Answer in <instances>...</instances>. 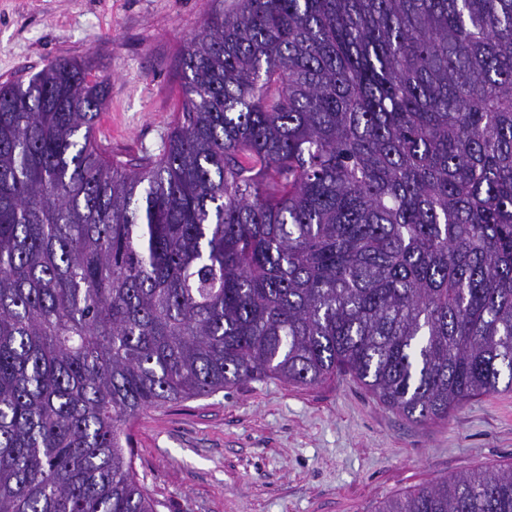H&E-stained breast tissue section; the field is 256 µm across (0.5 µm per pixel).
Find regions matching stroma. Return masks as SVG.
Instances as JSON below:
<instances>
[{"mask_svg":"<svg viewBox=\"0 0 512 512\" xmlns=\"http://www.w3.org/2000/svg\"><path fill=\"white\" fill-rule=\"evenodd\" d=\"M206 0H0V83L75 59L109 81L100 143L129 165L156 158L181 101V51ZM133 466L159 512H376L468 469L512 468V393L419 423L339 375L262 379L150 410Z\"/></svg>","mask_w":512,"mask_h":512,"instance_id":"1","label":"stroma"}]
</instances>
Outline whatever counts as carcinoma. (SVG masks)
Here are the masks:
<instances>
[{
  "instance_id": "carcinoma-1",
  "label": "carcinoma",
  "mask_w": 512,
  "mask_h": 512,
  "mask_svg": "<svg viewBox=\"0 0 512 512\" xmlns=\"http://www.w3.org/2000/svg\"><path fill=\"white\" fill-rule=\"evenodd\" d=\"M163 153L0 86V512H157L128 425L249 380L446 421L512 387V0H214ZM379 512H512V468Z\"/></svg>"
}]
</instances>
